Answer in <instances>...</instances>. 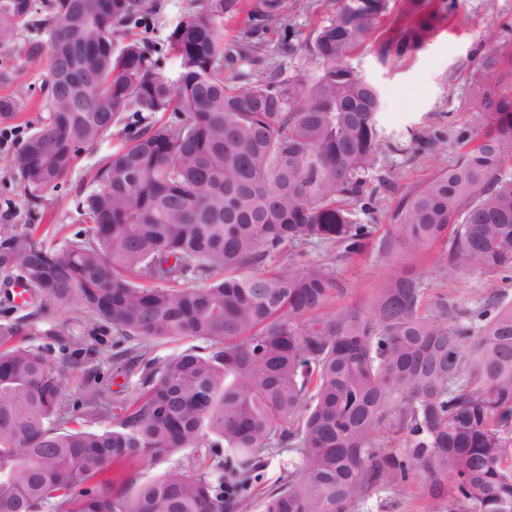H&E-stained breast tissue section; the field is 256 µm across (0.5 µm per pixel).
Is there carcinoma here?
<instances>
[{
    "instance_id": "1",
    "label": "carcinoma",
    "mask_w": 512,
    "mask_h": 512,
    "mask_svg": "<svg viewBox=\"0 0 512 512\" xmlns=\"http://www.w3.org/2000/svg\"><path fill=\"white\" fill-rule=\"evenodd\" d=\"M224 0L189 10L153 43L129 35L144 0H0V45L30 27L47 35L41 115L19 142L27 218L66 183L81 154L135 114L125 144L76 195L82 227L51 244L37 227L0 224V278L39 302L75 299L93 324L125 340H202L157 365L139 352L140 392L107 418L101 392L68 407L66 371L0 325V512H241L262 479L263 454H301L266 495L264 512H353L414 481L431 512H512V299L494 291L469 309L426 300L405 263L363 304L332 262L375 238L339 198L374 210L368 187L382 135L375 85L351 64L390 0H336L305 44L316 68H262L260 47L224 43ZM408 21L378 39L381 63L425 45L447 0H405ZM44 44H29L28 57ZM174 59L176 69L161 59ZM512 52L484 54L470 109L485 131L458 161L405 192L378 238L385 257L512 281V96L484 80ZM20 100L0 97V124ZM411 149L445 150L421 128ZM288 261L279 262L282 254ZM406 438L396 455L389 441ZM208 449L193 469L136 485L118 465ZM218 475L205 470L219 455Z\"/></svg>"
}]
</instances>
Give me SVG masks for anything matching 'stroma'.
Wrapping results in <instances>:
<instances>
[{"label": "stroma", "instance_id": "1", "mask_svg": "<svg viewBox=\"0 0 512 512\" xmlns=\"http://www.w3.org/2000/svg\"><path fill=\"white\" fill-rule=\"evenodd\" d=\"M234 14L224 18V39L258 45L265 54L268 69L286 76L313 66L309 55L297 51L289 55L280 48L285 29L298 32L300 39L311 38L315 29L327 24L336 10V0H277L278 14L261 20L268 0H233ZM452 10L450 23L440 29L421 50L402 59L380 63L369 52L356 55L353 66L378 88L381 108L380 127L384 144L375 177L390 183V191L379 194L375 215H367L360 203H353L358 223L386 226L400 196L420 185L439 169L456 163L458 150L449 145L447 152H400L410 129L426 126L444 133L480 137L478 121L467 107L476 87L473 74L479 58L495 47L512 49V0H448ZM42 31L21 32L11 45L0 47V67H10L13 81L0 83V95L18 94L26 108L20 113L11 134L0 136V221L23 214V199L18 190L19 171L16 155L25 135L26 123L39 115V87L45 75V60L27 61L24 47L42 38ZM124 123L114 125L97 148L83 153L65 185L48 195L39 213L40 223L75 231L79 216L73 199L89 187V180L100 158L112 151L123 137ZM336 277L347 290V300L366 302L372 288L378 287L396 269L393 261L380 257L375 246H367L362 255L340 257L335 262ZM425 281L429 297L443 294L468 307L477 306L491 289L506 288L501 280L477 275H459L450 270L428 269ZM90 323L77 302L51 306L47 316L29 320L25 345L42 350L54 364L67 365L70 378L64 394L67 401L79 398L85 387L103 386L105 403L132 402L140 391V371L116 362V335L111 329L89 334ZM301 457L293 448H272L265 454L263 479L254 487L244 512H263L267 489L296 469ZM358 512H428L415 486L383 491L366 500Z\"/></svg>", "mask_w": 512, "mask_h": 512}]
</instances>
